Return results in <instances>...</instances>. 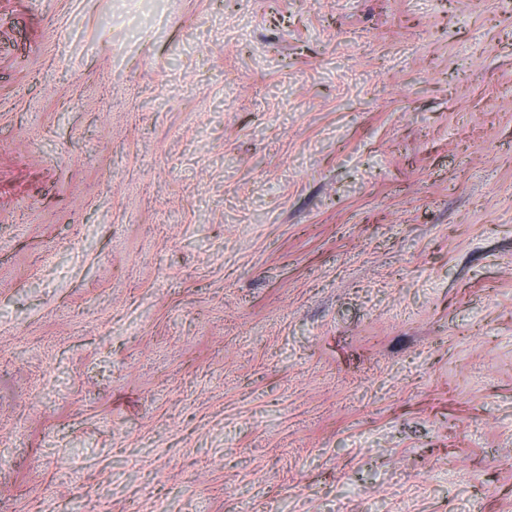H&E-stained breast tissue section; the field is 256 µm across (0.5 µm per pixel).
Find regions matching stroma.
I'll return each mask as SVG.
<instances>
[{
    "mask_svg": "<svg viewBox=\"0 0 512 512\" xmlns=\"http://www.w3.org/2000/svg\"><path fill=\"white\" fill-rule=\"evenodd\" d=\"M0 512H512V0H0Z\"/></svg>",
    "mask_w": 512,
    "mask_h": 512,
    "instance_id": "35a3bbf8",
    "label": "stroma"
}]
</instances>
